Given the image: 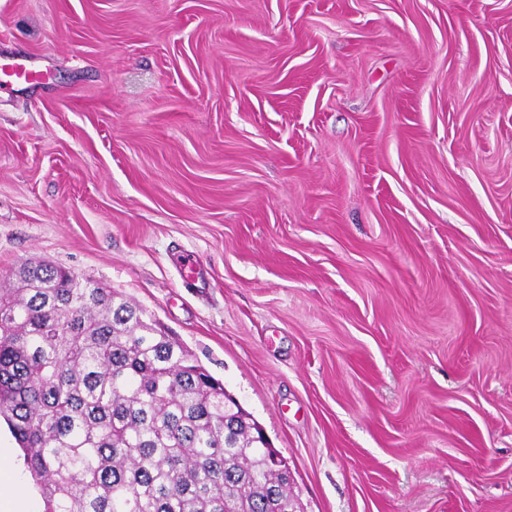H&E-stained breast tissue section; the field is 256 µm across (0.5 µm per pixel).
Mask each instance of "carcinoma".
Segmentation results:
<instances>
[{
	"label": "carcinoma",
	"mask_w": 512,
	"mask_h": 512,
	"mask_svg": "<svg viewBox=\"0 0 512 512\" xmlns=\"http://www.w3.org/2000/svg\"><path fill=\"white\" fill-rule=\"evenodd\" d=\"M0 289V416L44 512H301L268 440L122 293L31 260Z\"/></svg>",
	"instance_id": "carcinoma-1"
}]
</instances>
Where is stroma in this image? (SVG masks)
Segmentation results:
<instances>
[{
	"label": "stroma",
	"mask_w": 512,
	"mask_h": 512,
	"mask_svg": "<svg viewBox=\"0 0 512 512\" xmlns=\"http://www.w3.org/2000/svg\"><path fill=\"white\" fill-rule=\"evenodd\" d=\"M19 61L0 274L135 302L304 512H512V0H0Z\"/></svg>",
	"instance_id": "35a3bbf8"
}]
</instances>
